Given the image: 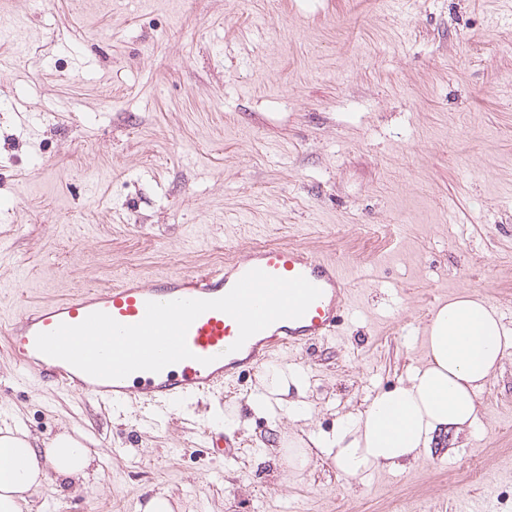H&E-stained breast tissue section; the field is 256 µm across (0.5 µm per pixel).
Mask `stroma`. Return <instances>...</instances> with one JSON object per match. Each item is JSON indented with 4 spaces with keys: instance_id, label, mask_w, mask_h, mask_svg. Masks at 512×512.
Instances as JSON below:
<instances>
[{
    "instance_id": "35a3bbf8",
    "label": "stroma",
    "mask_w": 512,
    "mask_h": 512,
    "mask_svg": "<svg viewBox=\"0 0 512 512\" xmlns=\"http://www.w3.org/2000/svg\"><path fill=\"white\" fill-rule=\"evenodd\" d=\"M0 37V316L255 246L344 261L338 335L269 365L306 419L251 412L262 370L170 403L164 423L19 374L0 346V429L86 437L88 493L29 512H512V347L457 439L362 479L289 439L327 433L427 361L434 311L469 293L512 329V0H11ZM220 404L234 456L211 454Z\"/></svg>"
}]
</instances>
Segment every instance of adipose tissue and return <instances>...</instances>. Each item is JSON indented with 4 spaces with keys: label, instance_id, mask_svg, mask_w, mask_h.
I'll use <instances>...</instances> for the list:
<instances>
[{
    "label": "adipose tissue",
    "instance_id": "ef3b65f1",
    "mask_svg": "<svg viewBox=\"0 0 512 512\" xmlns=\"http://www.w3.org/2000/svg\"><path fill=\"white\" fill-rule=\"evenodd\" d=\"M426 341L427 363L413 368L406 382L376 394L363 414L342 417L332 432L312 436L343 475L397 467L430 451L449 431L473 427L478 393L512 343L496 309L471 294L438 309ZM263 387L250 400L255 414L271 418L281 409L304 419V402L288 397L286 370L267 369ZM97 472L80 432L43 441L22 428L0 430V512H26L33 494L47 486L86 489Z\"/></svg>",
    "mask_w": 512,
    "mask_h": 512
}]
</instances>
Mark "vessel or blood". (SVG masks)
<instances>
[{"instance_id": "b4317fda", "label": "vessel or blood", "mask_w": 512, "mask_h": 512, "mask_svg": "<svg viewBox=\"0 0 512 512\" xmlns=\"http://www.w3.org/2000/svg\"><path fill=\"white\" fill-rule=\"evenodd\" d=\"M253 269L283 278L305 277L322 295L303 317L271 324L237 351L232 348L239 335L236 321L224 312L206 311L187 332L191 358L157 373L136 371L122 379H99L36 348L38 334L53 331L63 323L79 324L94 312L133 325L144 318L150 301L220 298ZM353 302L352 281L339 261L289 243L251 250L218 268L150 281L129 277L112 286L86 288L53 301L27 305L0 323V342L11 350L22 370L97 404L117 406L130 401L159 408L179 398L213 392L224 382L239 379L258 368L276 348L300 349L338 334Z\"/></svg>"}]
</instances>
